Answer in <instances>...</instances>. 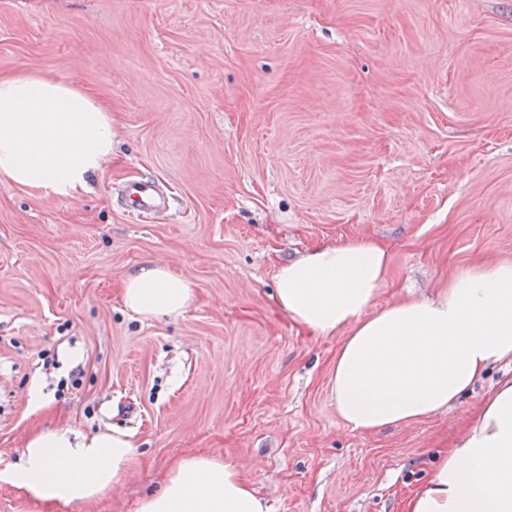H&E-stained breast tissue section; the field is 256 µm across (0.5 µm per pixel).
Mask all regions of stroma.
I'll return each instance as SVG.
<instances>
[{
	"label": "stroma",
	"mask_w": 512,
	"mask_h": 512,
	"mask_svg": "<svg viewBox=\"0 0 512 512\" xmlns=\"http://www.w3.org/2000/svg\"><path fill=\"white\" fill-rule=\"evenodd\" d=\"M24 69L106 101L116 136L77 198L0 178V475L43 431L135 450L88 504L0 478V512H136L194 454L274 512H403L502 368L429 421L350 430L341 337L294 326L273 269L375 239L383 307L512 261V0H0V76ZM140 180L168 198L144 222L120 202ZM148 261L195 283L183 314L125 309Z\"/></svg>",
	"instance_id": "1"
}]
</instances>
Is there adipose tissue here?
<instances>
[{
  "label": "adipose tissue",
  "mask_w": 512,
  "mask_h": 512,
  "mask_svg": "<svg viewBox=\"0 0 512 512\" xmlns=\"http://www.w3.org/2000/svg\"><path fill=\"white\" fill-rule=\"evenodd\" d=\"M112 114L77 83L24 70L0 76V176L61 198L88 189L112 156ZM391 254L359 238L311 247L274 271L273 299L297 326L341 334L327 374L346 427L371 433L421 423L453 408L492 365L512 361V263H477L430 298L376 308ZM195 285L149 262L126 275L122 302L143 320L181 315ZM129 432L64 429L32 436L8 480L42 501L84 504L119 485L134 454ZM137 512H271L231 463L181 459ZM404 512H512V379L488 392L473 423L415 486Z\"/></svg>",
  "instance_id": "adipose-tissue-1"
}]
</instances>
